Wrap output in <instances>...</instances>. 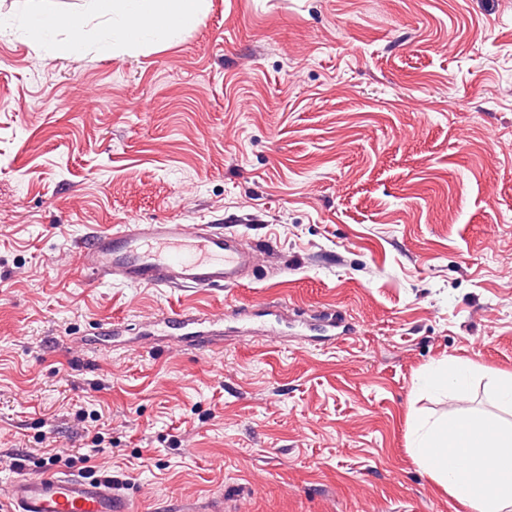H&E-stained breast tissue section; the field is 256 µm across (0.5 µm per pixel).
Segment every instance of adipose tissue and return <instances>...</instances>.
<instances>
[{
  "label": "adipose tissue",
  "instance_id": "1",
  "mask_svg": "<svg viewBox=\"0 0 512 512\" xmlns=\"http://www.w3.org/2000/svg\"><path fill=\"white\" fill-rule=\"evenodd\" d=\"M98 24L83 13L63 11L47 0H20L22 23L0 14V37L53 44L59 56L79 59L97 48L117 52L150 41L172 43L201 22L207 0H90ZM472 365L449 361L427 367L426 387L465 393ZM413 459L470 512H512V422L494 415L450 413L412 430Z\"/></svg>",
  "mask_w": 512,
  "mask_h": 512
}]
</instances>
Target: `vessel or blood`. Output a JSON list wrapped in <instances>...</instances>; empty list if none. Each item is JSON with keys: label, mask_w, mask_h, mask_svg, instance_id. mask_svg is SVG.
Wrapping results in <instances>:
<instances>
[{"label": "vessel or blood", "mask_w": 512, "mask_h": 512, "mask_svg": "<svg viewBox=\"0 0 512 512\" xmlns=\"http://www.w3.org/2000/svg\"><path fill=\"white\" fill-rule=\"evenodd\" d=\"M74 253L82 269L100 282L121 281L140 287L215 289L240 285L251 270L252 252L239 234L220 224H143L130 221L79 239ZM230 315L179 309L167 326L182 330V342L215 344ZM208 331H201V324ZM13 512H133L125 494L104 480L70 474L18 477L0 488Z\"/></svg>", "instance_id": "1"}]
</instances>
